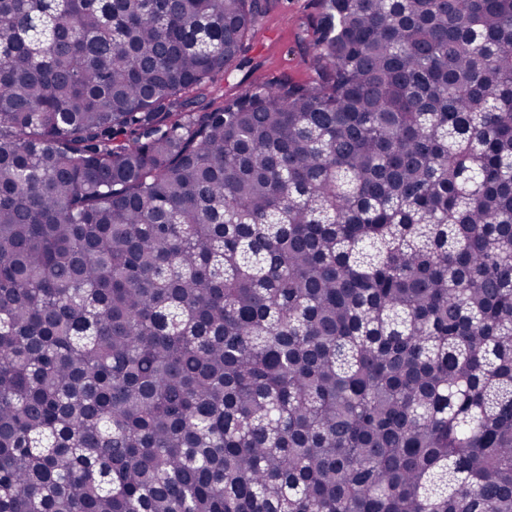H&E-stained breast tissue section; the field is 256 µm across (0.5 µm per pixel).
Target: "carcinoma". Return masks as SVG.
Listing matches in <instances>:
<instances>
[{"label":"carcinoma","mask_w":512,"mask_h":512,"mask_svg":"<svg viewBox=\"0 0 512 512\" xmlns=\"http://www.w3.org/2000/svg\"><path fill=\"white\" fill-rule=\"evenodd\" d=\"M267 2L0 0V512H512V0ZM269 11L256 24L241 63L209 88L211 97H228L252 82L288 76L306 82L316 77L306 45L313 39L312 20L319 8L315 0H272Z\"/></svg>","instance_id":"cac0c4a2"}]
</instances>
